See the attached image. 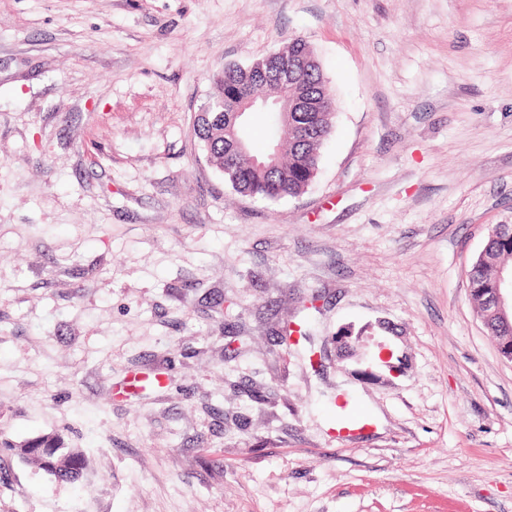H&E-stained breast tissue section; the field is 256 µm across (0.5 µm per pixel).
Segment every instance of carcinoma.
<instances>
[{"label":"carcinoma","mask_w":512,"mask_h":512,"mask_svg":"<svg viewBox=\"0 0 512 512\" xmlns=\"http://www.w3.org/2000/svg\"><path fill=\"white\" fill-rule=\"evenodd\" d=\"M282 52L287 56L314 55L301 36L294 37ZM314 87L322 100L332 105V89L319 64H307L296 81L287 77L277 83H254L249 65H226L214 76L213 91L196 117L194 131L208 161L224 175L235 192L265 202L305 192L318 172L321 148L331 136L336 117L334 112H293L287 121L277 112L274 140L265 152L257 154L244 137L250 115L231 112L235 92L249 89L257 98L265 97L271 102ZM511 262L512 224H497L467 271L471 295L478 302V315L489 335L499 344L505 337L512 336V327L494 316L485 308V303L500 270H509ZM16 451L19 459L35 463L58 483L78 482L85 469L82 451L67 447L58 435L35 437L18 446Z\"/></svg>","instance_id":"cac0c4a2"}]
</instances>
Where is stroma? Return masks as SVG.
<instances>
[{"label":"stroma","instance_id":"1","mask_svg":"<svg viewBox=\"0 0 512 512\" xmlns=\"http://www.w3.org/2000/svg\"><path fill=\"white\" fill-rule=\"evenodd\" d=\"M295 35L336 124L265 203L193 121ZM493 224L512 0H0V512H512V364L466 278ZM369 327L390 366L337 356ZM45 434L81 484L16 456Z\"/></svg>","mask_w":512,"mask_h":512}]
</instances>
